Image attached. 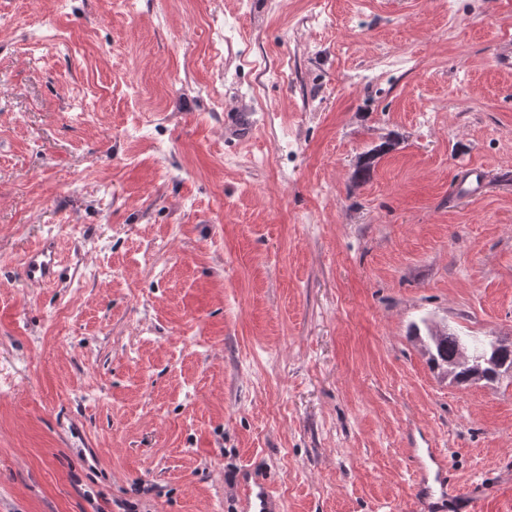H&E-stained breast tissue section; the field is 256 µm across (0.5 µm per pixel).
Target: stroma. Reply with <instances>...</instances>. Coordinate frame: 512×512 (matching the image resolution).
Masks as SVG:
<instances>
[{"instance_id":"obj_1","label":"stroma","mask_w":512,"mask_h":512,"mask_svg":"<svg viewBox=\"0 0 512 512\" xmlns=\"http://www.w3.org/2000/svg\"><path fill=\"white\" fill-rule=\"evenodd\" d=\"M504 48L512 0H0V512H413L418 448L512 512V375L412 333L512 338ZM398 141L395 139H388L376 146L375 148L367 151L362 156L359 157L356 170H355V178L359 181L366 180L370 174L371 167L373 165L374 159L378 156L386 154L397 146ZM485 187V172L479 168L467 170L457 182V193L465 197L479 195ZM58 267L59 263L53 247L43 244L27 253L21 272L30 284H47L57 277ZM242 493L240 512H279L273 490L263 481L253 478L248 471L241 474Z\"/></svg>"}]
</instances>
